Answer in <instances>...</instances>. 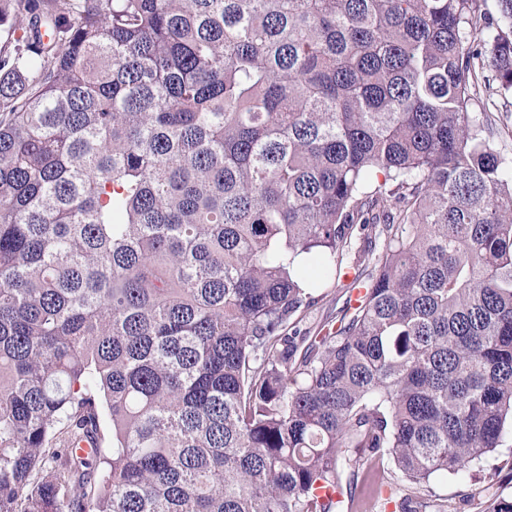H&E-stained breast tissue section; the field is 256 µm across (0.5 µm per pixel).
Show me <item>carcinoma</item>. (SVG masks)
Returning a JSON list of instances; mask_svg holds the SVG:
<instances>
[{"mask_svg": "<svg viewBox=\"0 0 512 512\" xmlns=\"http://www.w3.org/2000/svg\"><path fill=\"white\" fill-rule=\"evenodd\" d=\"M496 2L0 0V512H339L362 452L501 445ZM347 296V288L340 286L338 288H331V294L325 302L303 313L302 321L299 324L300 328L313 329L317 324L324 322L326 319H335L337 321L342 314L341 310Z\"/></svg>", "mask_w": 512, "mask_h": 512, "instance_id": "cac0c4a2", "label": "carcinoma"}]
</instances>
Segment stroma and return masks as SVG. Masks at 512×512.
I'll use <instances>...</instances> for the list:
<instances>
[{
	"label": "stroma",
	"mask_w": 512,
	"mask_h": 512,
	"mask_svg": "<svg viewBox=\"0 0 512 512\" xmlns=\"http://www.w3.org/2000/svg\"><path fill=\"white\" fill-rule=\"evenodd\" d=\"M492 122L490 142L498 154L512 164V93L483 90ZM363 481L345 494L342 512H491L494 504L512 499V436L481 465L464 476H438L424 487L408 481L390 459L369 462Z\"/></svg>",
	"instance_id": "1"
}]
</instances>
